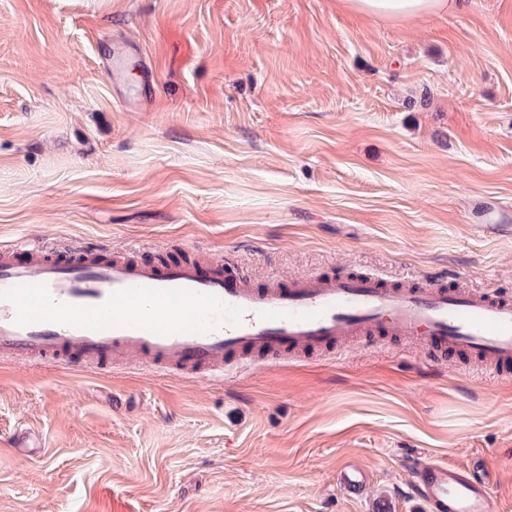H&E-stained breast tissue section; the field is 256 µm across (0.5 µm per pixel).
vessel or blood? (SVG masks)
Returning <instances> with one entry per match:
<instances>
[{"mask_svg": "<svg viewBox=\"0 0 512 512\" xmlns=\"http://www.w3.org/2000/svg\"><path fill=\"white\" fill-rule=\"evenodd\" d=\"M398 336L432 358L469 360L512 378V298L438 281L346 277L272 279L259 287L232 256L154 264L126 253L20 241L0 247V362L105 369L138 360L171 373L220 376ZM424 512H496L476 465L427 455L411 466ZM356 464L339 488L366 484Z\"/></svg>", "mask_w": 512, "mask_h": 512, "instance_id": "b4317fda", "label": "vessel or blood"}]
</instances>
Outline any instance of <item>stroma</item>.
<instances>
[{
    "label": "stroma",
    "instance_id": "1",
    "mask_svg": "<svg viewBox=\"0 0 512 512\" xmlns=\"http://www.w3.org/2000/svg\"><path fill=\"white\" fill-rule=\"evenodd\" d=\"M465 3L0 0V246L512 295V0ZM427 359L394 337L223 378L0 367V512H423L417 451L479 462L512 512V380ZM460 0H339L340 5L372 18L408 22L430 15L454 12ZM366 470L356 464L341 467L336 474V483L339 488L348 493H356L367 483Z\"/></svg>",
    "mask_w": 512,
    "mask_h": 512
}]
</instances>
